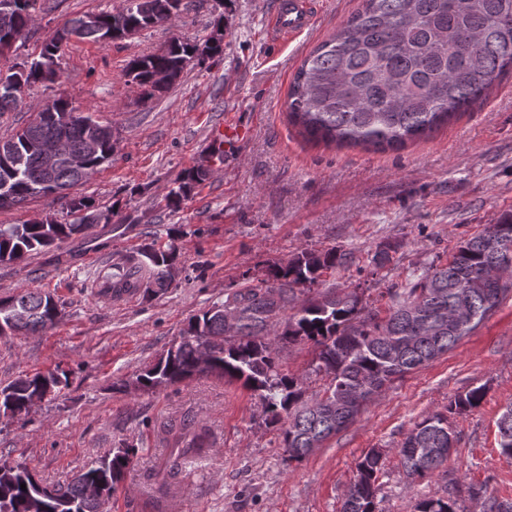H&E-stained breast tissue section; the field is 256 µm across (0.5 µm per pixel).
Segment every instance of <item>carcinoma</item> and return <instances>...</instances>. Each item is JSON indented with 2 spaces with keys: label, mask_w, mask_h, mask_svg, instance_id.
<instances>
[{
  "label": "carcinoma",
  "mask_w": 512,
  "mask_h": 512,
  "mask_svg": "<svg viewBox=\"0 0 512 512\" xmlns=\"http://www.w3.org/2000/svg\"><path fill=\"white\" fill-rule=\"evenodd\" d=\"M183 0H126L114 11L85 13L73 18L42 43L26 61H11L15 35L34 23L39 0H9L0 9V112L16 109L22 98L12 94L52 82L58 76L60 51L73 38L98 43L122 40L154 26L168 24L181 13ZM213 54L222 46H199L173 39L162 51L128 61L125 75L146 98L167 91L201 48ZM512 73V0H362L359 8L334 36L304 59L288 92V122L308 140L327 145L366 149L398 148L433 132L456 115L482 101L498 78ZM76 111L59 97L45 103L15 135L0 141V176L5 166L16 168L15 195L0 209L38 197L60 194L89 181L112 158V144L103 142L82 169L64 160L46 162L33 149L35 141L64 137L72 151L84 150L95 137L99 122L62 117ZM209 175L198 164L185 170L178 185L166 194L167 207L181 201ZM84 215L68 224L45 216L27 224L0 225V263H15L32 253L61 248L81 236L96 213L87 197L70 201V212ZM350 254L334 249H302L284 265L274 264L267 278L274 286L239 288L226 294L223 307L237 315L233 334H226L224 318L206 310L189 319L187 328L155 364L133 383L140 391L165 387L200 375H212L258 394L266 421L282 424L286 461L300 462L312 444L324 443L347 428L336 404L342 392L357 389L375 394L396 379L427 365L454 349L512 293V212L457 247L444 266L433 265L400 288H389L391 306L381 318L362 314L356 295H325L300 303L289 320L280 312L297 303L295 287L312 285L323 271L343 267ZM175 252L146 249L125 271L112 273L113 292L130 288H169ZM24 318L17 331L39 333L59 318L58 303L49 294L17 289L0 297V319L12 309ZM319 349L316 370L328 377L327 401L304 398L298 381L278 369V350L296 342ZM66 372L49 371L19 378L0 387V404L26 413L33 398L45 389L67 384ZM483 387L456 396L448 412L462 413L483 401ZM447 415L433 412L406 433L400 444V463L413 479L432 476L447 460ZM501 455L512 458V404L497 421ZM169 452L157 474H180L193 458L210 447V432L192 419L166 429ZM384 461L371 450L357 464V475L344 492L341 512H379L377 492ZM127 456L116 449L78 473L65 486L43 482L21 463L0 462V512H100L125 482ZM26 489H21V484ZM417 512H458L456 500L424 499Z\"/></svg>",
  "instance_id": "cac0c4a2"
}]
</instances>
